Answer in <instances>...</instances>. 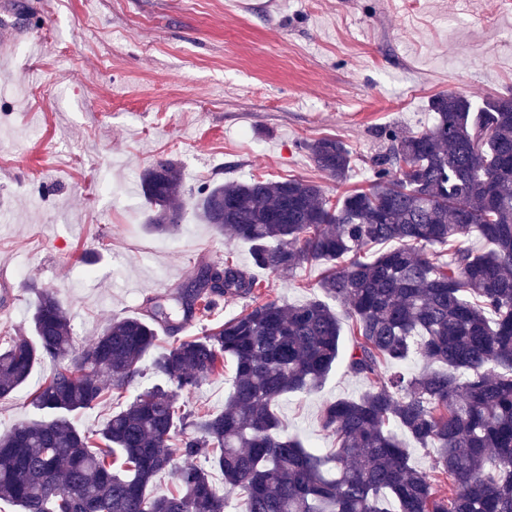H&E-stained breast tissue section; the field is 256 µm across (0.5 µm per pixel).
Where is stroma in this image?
<instances>
[{"instance_id":"1","label":"stroma","mask_w":512,"mask_h":512,"mask_svg":"<svg viewBox=\"0 0 512 512\" xmlns=\"http://www.w3.org/2000/svg\"><path fill=\"white\" fill-rule=\"evenodd\" d=\"M0 341L30 335L39 291L55 290L75 345L144 300L179 291L199 265L235 263L258 287L224 297L182 326L198 336L269 300L317 295L326 264L291 273L253 265L250 246L202 223L206 185L303 178L329 199L368 187L383 128L431 126L430 100L474 103L512 90V0H0ZM336 137L355 163L342 185L306 142ZM180 167L179 231L146 227L140 176L155 159ZM47 361L0 400V434L34 418ZM234 376L183 395L223 410ZM365 381L336 366L315 392L273 407L284 433L326 452V403Z\"/></svg>"}]
</instances>
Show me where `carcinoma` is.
I'll return each instance as SVG.
<instances>
[{"label":"carcinoma","mask_w":512,"mask_h":512,"mask_svg":"<svg viewBox=\"0 0 512 512\" xmlns=\"http://www.w3.org/2000/svg\"><path fill=\"white\" fill-rule=\"evenodd\" d=\"M430 108L425 129L380 132L373 184L334 205L304 179L218 183L196 201L202 221L250 244L258 267L334 263L318 288L346 306L355 343L344 355L326 301L257 304L155 357L164 384L112 413L93 446L76 414L123 398L159 332L257 283L230 262L222 278L202 265L192 288L146 299L80 348L54 291L39 292L32 336L0 347V399L41 362L57 367L32 400L38 418L0 436V500L21 512H224V490L201 466L177 470L173 492L148 490L184 455L218 468L244 512H512V95L476 105L448 91ZM305 149L329 178L348 180L354 158L343 141ZM141 189L147 227L176 232L184 185L174 163L153 162ZM474 232L487 249L460 245ZM382 243L393 247L369 255ZM435 246L448 247V259L427 256ZM412 355L428 369L382 373ZM228 359L235 375L224 410L191 418L180 396ZM340 362L368 388L325 405L321 426L337 447L321 453L281 432L272 406L317 389ZM402 435L436 448L432 469L448 494L410 464Z\"/></svg>","instance_id":"1"}]
</instances>
